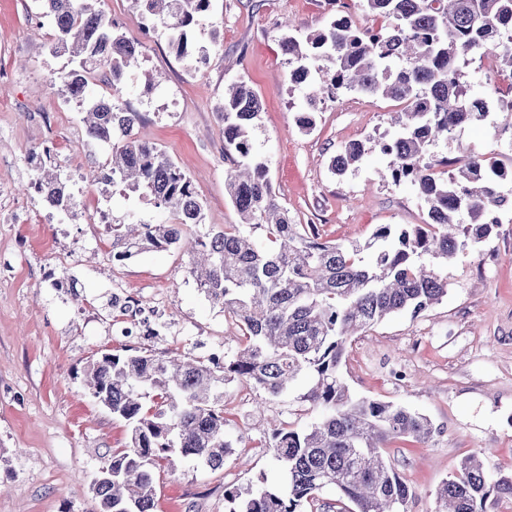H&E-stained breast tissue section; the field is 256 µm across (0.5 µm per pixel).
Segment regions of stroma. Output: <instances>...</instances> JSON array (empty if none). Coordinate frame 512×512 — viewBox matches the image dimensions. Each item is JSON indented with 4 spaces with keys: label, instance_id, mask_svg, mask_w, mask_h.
Here are the masks:
<instances>
[{
    "label": "stroma",
    "instance_id": "35a3bbf8",
    "mask_svg": "<svg viewBox=\"0 0 512 512\" xmlns=\"http://www.w3.org/2000/svg\"><path fill=\"white\" fill-rule=\"evenodd\" d=\"M100 7L141 42L140 73L117 96L101 76L90 84L96 96L138 112L136 136L191 178L204 213L192 234L240 221L224 189L231 164L215 110L239 79L262 103L251 142L293 223L316 225L325 239L345 244L367 242L381 224L426 223L411 184L382 177L388 159L375 143L392 133L398 102L346 92L324 104L311 133L295 122L304 90L291 83L280 42L286 33L303 37L325 27L335 0H212L203 25L217 43L201 68L176 56L163 29L143 35L132 0H101ZM38 11L37 0H0V512H95V475L128 435L86 387V363L131 347L229 359L245 339L188 273L183 251L113 259L109 225L132 217L166 224L170 215L122 187L90 181L109 151L89 142L78 104L51 85V75L72 63L50 52L53 29ZM466 72L473 93L488 101L512 95V77L485 58L474 57ZM149 73L163 80L151 91ZM352 140L367 142L369 153L336 177L329 158ZM49 144L77 201L68 215L31 185L36 172L27 153ZM462 145L502 163L509 175L501 190L512 196V112L457 128L431 155L452 159ZM428 264L448 280L442 302L360 331L341 367L353 394L433 424L429 441L397 438L385 450L412 491L407 512H436L440 487L466 456L512 472V222L494 226L478 247ZM147 308L159 312L152 334L115 335L117 324ZM308 387L301 380L268 399L252 383L226 384L224 429L233 450L223 469L182 459L162 467L155 512H224L225 488L277 485L271 428L284 421L302 430L315 420L317 409L303 399Z\"/></svg>",
    "mask_w": 512,
    "mask_h": 512
}]
</instances>
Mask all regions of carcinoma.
Wrapping results in <instances>:
<instances>
[{
    "instance_id": "1",
    "label": "carcinoma",
    "mask_w": 512,
    "mask_h": 512,
    "mask_svg": "<svg viewBox=\"0 0 512 512\" xmlns=\"http://www.w3.org/2000/svg\"><path fill=\"white\" fill-rule=\"evenodd\" d=\"M99 0H39L55 30L51 50L68 53L78 67L60 76L64 95L84 107L91 142L110 150L93 180L123 185L170 210L171 223L132 221L112 226V258L179 245L190 255L188 272L208 298L222 305L243 331L245 345L233 360L188 359L133 350L105 352L87 363L85 382L95 398L129 430L126 446L112 452V482L94 487L98 512H154L156 474L170 454L224 468L232 442L224 431V385L255 384L271 399L301 376L312 379L304 400L319 407L304 430L275 429L272 448L284 472L275 487L224 491L226 512H305L316 494L334 486L353 505L348 512H405L410 488L383 454L400 437L418 443L433 435L429 420L390 402L353 397L340 378L347 340L387 316H416L448 294V281L420 258L445 261L486 240L496 214H512V197L499 188L504 168L471 153L457 172L443 177L426 160L430 146L458 127L488 119V101L469 94L462 65L467 57L495 53L512 69V0H360L385 27L358 25L338 16L300 40L281 39L290 79L307 86L297 118L311 131L322 101L343 92L382 96L402 105L396 132L378 142L396 183L407 181L427 207L429 222L382 224L363 247L322 240L313 224H294L279 202L265 158L254 152L251 132L261 102L246 82L230 85L218 107L224 153L233 167L225 190L241 224L267 227V242L226 224L190 237L203 220V205L190 177L163 150L138 139L139 115L89 94L87 75L100 71L117 92L138 66L140 43L116 30L96 8ZM168 36L178 56L204 63L208 43L196 36L211 0H132ZM366 154L350 141L329 159L344 175ZM37 156L36 152H31ZM39 157V156H37ZM35 188L56 210L76 200L51 154L39 157ZM373 250L365 260L362 250ZM161 401L152 407L144 399ZM512 499V474L495 476L481 460H462L439 494V512H485L493 495Z\"/></svg>"
}]
</instances>
